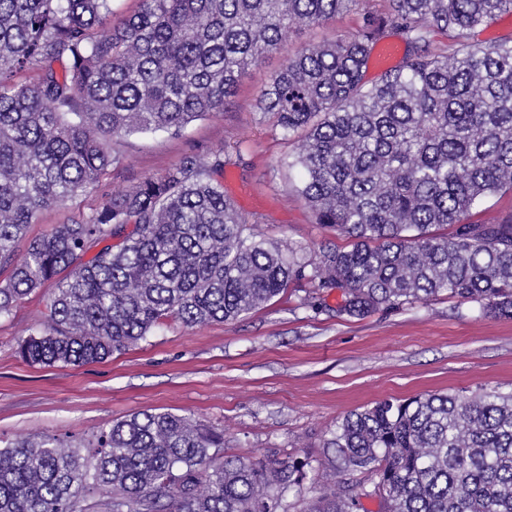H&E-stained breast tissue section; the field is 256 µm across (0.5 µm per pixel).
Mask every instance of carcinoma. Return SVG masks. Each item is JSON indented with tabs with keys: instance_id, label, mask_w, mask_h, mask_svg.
Listing matches in <instances>:
<instances>
[{
	"instance_id": "cac0c4a2",
	"label": "carcinoma",
	"mask_w": 512,
	"mask_h": 512,
	"mask_svg": "<svg viewBox=\"0 0 512 512\" xmlns=\"http://www.w3.org/2000/svg\"><path fill=\"white\" fill-rule=\"evenodd\" d=\"M140 0L107 26L112 0H0V317L53 281L44 327L20 344L32 364L82 365L174 320H236L292 281L336 293L364 317L447 294L512 315V220L460 216L512 190V37L477 29L512 0ZM355 11L351 38L286 56L256 100L282 134L298 193L348 245L306 257L271 244L224 194V152L105 196L88 215L25 239L47 208L120 164L109 141L179 134L224 110L245 68L289 30ZM448 37L453 52L432 45ZM401 66L365 81L389 34ZM36 74L18 83L17 72ZM452 226L449 235L439 233ZM85 457L39 436L0 448V512H286L310 462L224 456V433L141 412L95 435ZM325 464L367 470L373 490L323 487L308 512H512V392L425 393L355 410L323 443ZM100 499L86 503V492Z\"/></svg>"
}]
</instances>
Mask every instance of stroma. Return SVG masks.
I'll use <instances>...</instances> for the list:
<instances>
[{"label":"stroma","instance_id":"stroma-1","mask_svg":"<svg viewBox=\"0 0 512 512\" xmlns=\"http://www.w3.org/2000/svg\"><path fill=\"white\" fill-rule=\"evenodd\" d=\"M359 25V14L350 12L294 29L285 51L246 70L223 111L179 136L114 141L122 161L101 189L42 211L28 237L94 208L101 193L130 189L186 155L220 149L224 192L263 238L307 255L345 245L334 229L316 223L296 191L299 175L284 164L296 141L285 139L255 102L285 52L353 36ZM312 295L306 283L294 282L236 320L195 328L171 321L104 362L75 367L21 357L20 343L48 312V289L35 291L0 318V440L56 435L80 442L132 414L163 409L223 432L225 456L319 464L324 440L351 411L428 392L512 390V317L489 316L443 294L350 318L337 315L332 295L312 309ZM338 481L367 486L371 475L320 467L316 481L290 489L288 512H307L320 484Z\"/></svg>","mask_w":512,"mask_h":512}]
</instances>
